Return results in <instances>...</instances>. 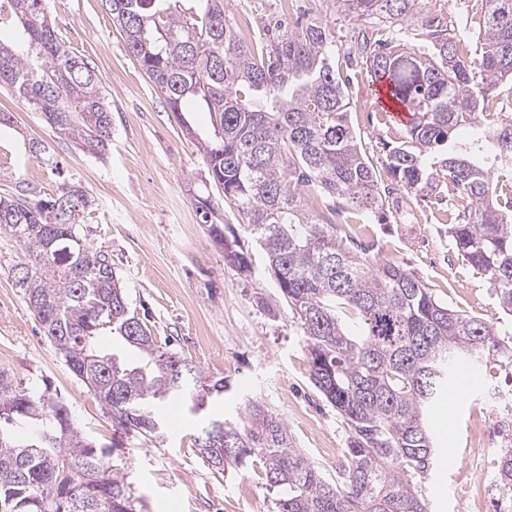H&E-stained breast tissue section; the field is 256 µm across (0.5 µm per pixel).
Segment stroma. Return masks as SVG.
Masks as SVG:
<instances>
[{
  "label": "stroma",
  "mask_w": 512,
  "mask_h": 512,
  "mask_svg": "<svg viewBox=\"0 0 512 512\" xmlns=\"http://www.w3.org/2000/svg\"><path fill=\"white\" fill-rule=\"evenodd\" d=\"M453 33L478 32L484 0H421ZM63 41L91 63L112 107V144L99 159L55 137L41 113L0 90V168L8 167L42 190L60 178L80 183L96 212L83 226L91 245L104 247L127 301L145 317L158 345L191 360L204 375L227 377L232 388L206 414L233 418L245 400L261 401L287 424L295 446L327 480L345 463L348 428L312 387L297 320L283 300L262 250L236 207L212 189L217 221L251 254V274H240L209 236L195 197L206 175L198 141L211 133L204 112L176 119L164 110L152 82L126 49L102 0H44ZM326 0H224L234 27L257 36L279 18L324 14ZM336 61L350 83L351 119L375 165L397 145L403 126L389 121L372 94L373 79L357 62L360 22L337 19ZM49 143L63 169L54 174L28 151L30 140ZM390 220L342 212L337 232L373 265L383 256L410 269L449 306L512 329L483 274L458 254L448 227L463 205L448 191L422 198L405 188L384 196ZM25 253L0 239V371L26 386L50 387L68 404L90 441L112 440V422L57 355L9 274ZM512 396V366L489 357L482 383L464 388L454 403L430 417L433 463L417 482L428 512H468L473 488L488 494L487 512H512V491L495 478L502 398ZM197 414L181 408L163 438L129 435L113 462L126 474L136 512H274L273 496L251 470L216 472L194 446Z\"/></svg>",
  "instance_id": "1"
}]
</instances>
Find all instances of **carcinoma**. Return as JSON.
Returning a JSON list of instances; mask_svg holds the SVG:
<instances>
[{"mask_svg":"<svg viewBox=\"0 0 512 512\" xmlns=\"http://www.w3.org/2000/svg\"><path fill=\"white\" fill-rule=\"evenodd\" d=\"M130 54L177 119L209 113L213 136L201 143L208 181L224 192L264 251L268 269L297 316L310 381L349 428L345 465L332 484L295 448L278 415L247 401L235 422L207 419L194 443L214 469L260 465L275 512H426L413 483L435 449L424 415L448 391L455 368L480 365L489 352L512 365L511 334L456 310L400 265L373 268L340 237L336 223L309 203L312 188L341 209L372 213L380 194L374 164L350 120L349 85L336 72V30L321 17L262 41H246L221 0H102ZM340 15L379 34L409 27L430 49L363 37L366 69L388 81L413 119L406 140L388 150L385 169L426 198L441 185L468 216L448 228L455 247L483 274L500 308L512 314V191L496 171H512V113L488 120L499 84L512 79V0H485L477 40L480 67L447 22L420 0H330ZM0 88L41 113L53 131L93 155L106 153L112 110L102 80L72 53L43 0H0ZM466 126L471 141L453 142ZM31 155L60 171L48 143ZM215 203L197 211L224 258L251 274L237 236L209 223ZM93 200L79 183L44 193L28 186L0 195V235L28 254L14 279L27 307L71 373L112 422L110 448L132 432L159 435V408L172 399L202 409L222 397L212 380L155 342L131 312L107 251L86 242ZM141 355L128 363L102 350L104 331ZM500 421L497 471L512 490V412ZM65 458L69 472L60 470ZM0 512H136L131 486L107 451L74 426L50 388L26 387L0 372Z\"/></svg>","mask_w":512,"mask_h":512,"instance_id":"carcinoma-1","label":"carcinoma"}]
</instances>
